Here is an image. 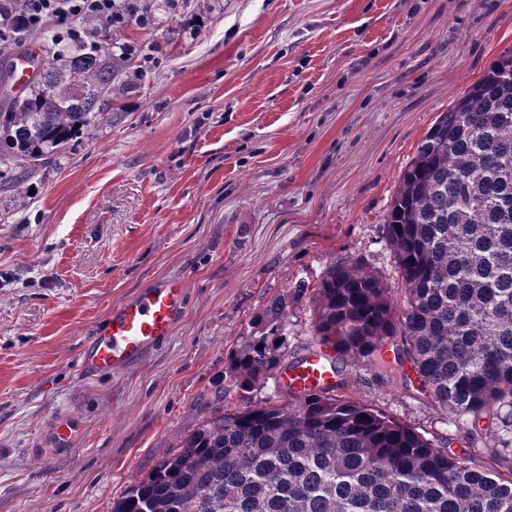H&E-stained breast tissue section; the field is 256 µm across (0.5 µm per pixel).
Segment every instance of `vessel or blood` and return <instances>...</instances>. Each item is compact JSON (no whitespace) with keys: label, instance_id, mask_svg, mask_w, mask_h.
<instances>
[{"label":"vessel or blood","instance_id":"b4317fda","mask_svg":"<svg viewBox=\"0 0 512 512\" xmlns=\"http://www.w3.org/2000/svg\"><path fill=\"white\" fill-rule=\"evenodd\" d=\"M185 299L184 283L175 276L138 290L113 309L102 332L86 340L79 354L81 371L106 374L138 363L171 336ZM331 378L327 359L312 353L288 371L285 385L289 391L309 393Z\"/></svg>","mask_w":512,"mask_h":512}]
</instances>
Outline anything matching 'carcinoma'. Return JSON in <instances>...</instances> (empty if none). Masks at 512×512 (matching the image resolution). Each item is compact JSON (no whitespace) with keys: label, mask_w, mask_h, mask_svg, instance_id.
<instances>
[{"label":"carcinoma","mask_w":512,"mask_h":512,"mask_svg":"<svg viewBox=\"0 0 512 512\" xmlns=\"http://www.w3.org/2000/svg\"><path fill=\"white\" fill-rule=\"evenodd\" d=\"M102 40L41 68L0 112V160L25 180L95 120L125 111L132 63ZM402 301L357 263H334L310 302L318 345L420 392L465 430L429 438L340 394L336 380L220 412L112 501L111 512H512V48L444 112L404 168L386 215ZM276 298L227 357L244 393L277 370ZM496 426V444L479 447ZM459 448H453V445Z\"/></svg>","instance_id":"1"}]
</instances>
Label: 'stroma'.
<instances>
[{"mask_svg":"<svg viewBox=\"0 0 512 512\" xmlns=\"http://www.w3.org/2000/svg\"><path fill=\"white\" fill-rule=\"evenodd\" d=\"M124 111L16 183L0 162V512H111L112 500L251 393L226 356L274 298L286 360L314 349L315 288L338 261L394 290L385 219L439 112L512 47V0H147ZM185 281L174 333L119 374L81 375L84 341L156 280ZM346 397L422 434L428 400L343 366ZM73 421L60 449L54 423Z\"/></svg>","mask_w":512,"mask_h":512,"instance_id":"35a3bbf8","label":"stroma"}]
</instances>
